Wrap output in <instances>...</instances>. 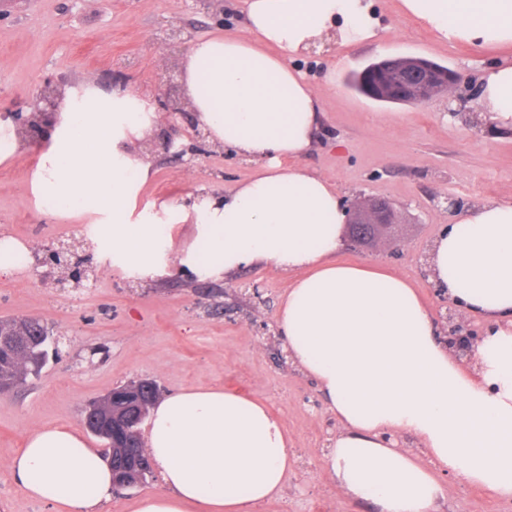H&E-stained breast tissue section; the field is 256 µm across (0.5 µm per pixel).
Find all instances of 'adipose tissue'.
<instances>
[{"mask_svg": "<svg viewBox=\"0 0 512 512\" xmlns=\"http://www.w3.org/2000/svg\"><path fill=\"white\" fill-rule=\"evenodd\" d=\"M246 33L193 42L179 61L185 95L210 144L257 171L232 189L197 186L140 204L154 174L139 144L157 114L130 88L89 78L66 86L31 178L56 218L91 216L92 253L123 278L178 271L221 280L273 265L293 275L275 316L288 357L313 378L340 431L329 477L378 512H441L448 473L512 500V202L488 201L446 225L429 280L486 329L470 358L454 355L411 280L379 263L341 260L348 215L329 179L301 160L322 115L290 63L322 41L378 37L371 0H246ZM443 43L512 44V0H400ZM479 107L512 129V63L480 77ZM192 225L194 239L175 233ZM425 448L430 466L403 449ZM147 450L163 488L134 512H250L278 494L294 453L265 405L216 386L169 395L150 411ZM16 483L56 512H99L112 471L70 424L30 431L13 457Z\"/></svg>", "mask_w": 512, "mask_h": 512, "instance_id": "1", "label": "adipose tissue"}]
</instances>
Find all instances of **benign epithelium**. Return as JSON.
Here are the masks:
<instances>
[{
  "instance_id": "obj_1",
  "label": "benign epithelium",
  "mask_w": 512,
  "mask_h": 512,
  "mask_svg": "<svg viewBox=\"0 0 512 512\" xmlns=\"http://www.w3.org/2000/svg\"><path fill=\"white\" fill-rule=\"evenodd\" d=\"M367 80V91L371 98L378 101L406 102L422 104L431 98L446 93L455 87L460 76L435 63L420 57L402 56L385 57L371 64L362 72ZM162 93L156 97L160 110L169 121L161 136L160 145L165 150L174 147L176 140L182 136L174 116L185 111V95L181 82L174 71H169L162 81ZM60 91L54 82H47L37 89L36 99L40 104L39 113L45 119L53 117L59 106ZM399 220L396 211L385 201L364 199L353 205L349 214L350 241L354 245L371 242L378 246H394L398 242ZM81 242L60 241L46 254L43 263L65 271V276L57 279V284L65 285L86 277V268L75 261ZM448 346L453 351L466 355L478 339V333L464 320L456 317L455 310L448 309ZM9 341L26 355L28 366H21L16 371V378L22 379L44 366L48 361V348L57 344L58 338L50 335L47 327L35 320L17 319L0 320V342ZM136 394L119 400L116 390H111L94 401L84 411V426L105 437L110 443H123L121 435L130 427L146 420L148 403L159 395V387L148 378L135 382ZM121 401L116 406L114 402ZM149 467L138 453L132 455L123 473L116 475V487L129 488L128 476L144 480Z\"/></svg>"
}]
</instances>
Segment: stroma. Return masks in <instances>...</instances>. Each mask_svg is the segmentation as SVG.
Returning a JSON list of instances; mask_svg holds the SVG:
<instances>
[{
	"mask_svg": "<svg viewBox=\"0 0 512 512\" xmlns=\"http://www.w3.org/2000/svg\"><path fill=\"white\" fill-rule=\"evenodd\" d=\"M244 0H0V112L28 117L46 79L81 77L105 90L116 61H128V87L155 97L163 68L177 64L189 40L216 31L243 32ZM381 21L377 39L327 43L293 58L322 106V124L305 166L337 186L346 206L383 198L402 221L399 251L347 247L351 262H378L410 277L438 327L446 302L424 276L427 251L462 209L489 200L512 202V130L475 129L451 117L459 98L479 87L490 63L512 58V47L439 42L399 0H373ZM181 30L187 40L165 38ZM388 56H419L460 74L462 84L423 104L372 100L350 77ZM155 176L143 200L179 199L193 185L227 190L248 179L255 162L207 146L179 156L153 147ZM39 149L0 163V231L34 253L57 240L86 241L90 226L76 217L40 214L30 188ZM79 288L42 283L34 269L0 277V319L34 318L59 336V355L39 377L0 392V512H54L28 498L9 462L32 429L47 423L82 425L88 403L142 378L162 394L221 386L264 404L286 425L295 462L278 496L252 512H374L347 496L324 470L339 425L315 382L288 359L275 315L291 284L272 266H251L219 281H189L172 272L157 283L131 284L102 264ZM443 512H512V501L455 479Z\"/></svg>",
	"mask_w": 512,
	"mask_h": 512,
	"instance_id": "35a3bbf8",
	"label": "stroma"
}]
</instances>
